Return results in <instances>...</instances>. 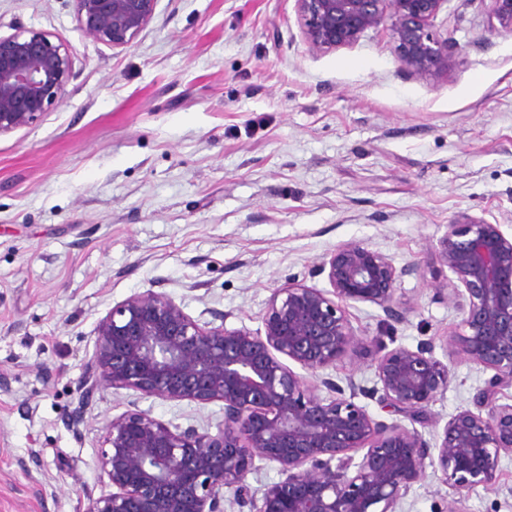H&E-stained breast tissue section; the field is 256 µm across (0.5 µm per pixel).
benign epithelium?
<instances>
[{
	"instance_id": "benign-epithelium-1",
	"label": "benign epithelium",
	"mask_w": 512,
	"mask_h": 512,
	"mask_svg": "<svg viewBox=\"0 0 512 512\" xmlns=\"http://www.w3.org/2000/svg\"><path fill=\"white\" fill-rule=\"evenodd\" d=\"M84 37L125 47L154 18L158 0H74ZM313 50L355 43L390 20L399 65L420 76L448 72V42L429 31L447 0H296ZM500 28L512 33V0H489ZM72 49L42 30L0 36V135L33 123L66 94ZM441 258L455 275L446 294L461 314L445 339L454 355L492 371L474 408L444 426L430 407L452 380L427 347L390 348L374 338L376 385L370 395L395 416L377 420L355 402L365 392L320 372L362 344L346 309L371 304L394 322L405 319L402 276L392 258L359 243L336 247L323 261L330 290L290 285L272 293L263 330L201 324L167 294L148 290L115 305L95 328L91 357L65 424L75 438L96 393L131 390L170 401L224 403L216 432L164 423L130 409L108 421L96 459L110 491L89 497L87 512H224V491L249 512H398L427 467L442 474L452 497L493 489L502 456H512V238L482 219L448 225ZM299 365L320 379L312 385ZM327 395L319 393V387ZM409 424H404V421ZM435 429L427 440L416 425ZM363 451L360 459L353 453ZM278 465L279 479L247 482L255 462Z\"/></svg>"
}]
</instances>
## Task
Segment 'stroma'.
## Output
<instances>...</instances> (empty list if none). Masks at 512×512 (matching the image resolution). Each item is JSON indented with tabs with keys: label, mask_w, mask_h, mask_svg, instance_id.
I'll use <instances>...</instances> for the list:
<instances>
[{
	"label": "stroma",
	"mask_w": 512,
	"mask_h": 512,
	"mask_svg": "<svg viewBox=\"0 0 512 512\" xmlns=\"http://www.w3.org/2000/svg\"><path fill=\"white\" fill-rule=\"evenodd\" d=\"M50 32L73 51L63 100L0 135V512H86L105 491L101 427L131 408L216 430L224 405L97 393L82 438L63 418L95 328L154 290L199 322L262 330L274 289H328L338 245L390 255L405 319L348 309L363 339L427 344L454 378L446 423L491 373L449 354L461 319L441 242L473 216L512 237V34L488 0H445L430 31L448 72L400 68L389 24L310 50L296 0H159L124 48L82 36L73 0H0V35ZM461 512H512V457ZM51 490L40 498L36 483ZM428 473L400 512H443Z\"/></svg>",
	"instance_id": "stroma-1"
}]
</instances>
